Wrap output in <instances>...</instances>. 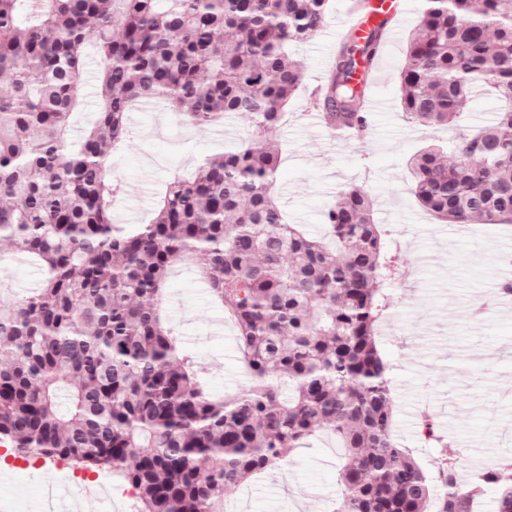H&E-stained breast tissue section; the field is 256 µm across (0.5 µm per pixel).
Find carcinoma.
<instances>
[{
  "instance_id": "obj_1",
  "label": "carcinoma",
  "mask_w": 512,
  "mask_h": 512,
  "mask_svg": "<svg viewBox=\"0 0 512 512\" xmlns=\"http://www.w3.org/2000/svg\"><path fill=\"white\" fill-rule=\"evenodd\" d=\"M329 0H0V242L47 269L30 296L0 298V441L22 455L105 468L138 512H224L239 483L325 428L345 449L336 512H472L512 465L465 486L458 460L426 469L393 435L390 366L376 326L399 272L359 186L326 213L327 236L289 224L270 136L299 91L292 46ZM388 18L353 32L320 103L330 126L366 136L362 65ZM100 60L95 122L71 140L85 50ZM495 120L409 162L421 205L448 224L512 223V0H424L399 77L403 112L456 124L476 90ZM194 127L247 113L248 140L168 184L149 224L112 219L110 157L140 98ZM203 260L254 385L222 400L166 326L172 267Z\"/></svg>"
}]
</instances>
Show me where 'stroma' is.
<instances>
[{"mask_svg":"<svg viewBox=\"0 0 512 512\" xmlns=\"http://www.w3.org/2000/svg\"><path fill=\"white\" fill-rule=\"evenodd\" d=\"M396 39L379 59L377 92L390 102L377 113L365 139L330 144L307 114L316 106L315 77L336 53L330 34L295 46L305 68V86L293 97L273 135L279 147L275 196L289 223L324 233L323 212L349 186L362 187L373 202L388 246L402 260L390 284L391 306L378 329V346L390 363L395 435L422 464L436 461V443H421L424 412L434 413L438 435L467 475L512 462V314L492 300L512 279V224H443L417 201L408 168L421 147L448 139L410 122L399 104L398 73L423 0H405ZM223 137L177 121L157 101L140 136L129 138L111 157L112 176L126 192L113 221L133 229L149 223L174 174H190L205 159L223 154L246 137V115L225 117ZM9 272L0 283L7 295L23 297L38 288L43 267L23 253L0 247ZM194 260L176 265L166 282L162 313L191 354L209 391L238 395L250 386L235 328L210 293ZM25 467L0 461V497L14 512H45L40 479L42 456H26ZM340 450L319 433L284 460L252 476L226 499V512H334L342 499Z\"/></svg>","mask_w":512,"mask_h":512,"instance_id":"obj_1","label":"stroma"}]
</instances>
